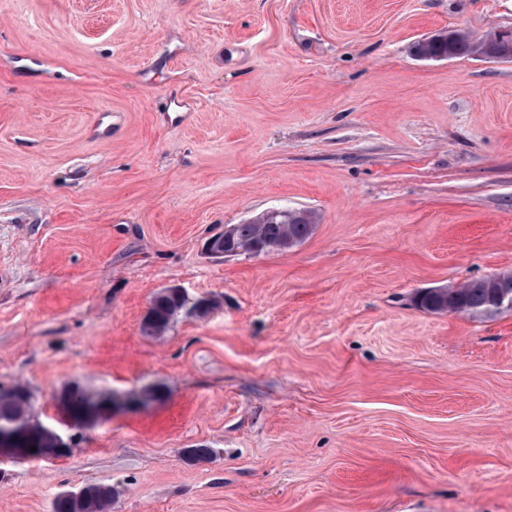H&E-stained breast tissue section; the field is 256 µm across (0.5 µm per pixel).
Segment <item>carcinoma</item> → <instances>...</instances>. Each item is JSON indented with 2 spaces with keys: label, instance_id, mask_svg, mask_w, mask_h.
<instances>
[{
  "label": "carcinoma",
  "instance_id": "1",
  "mask_svg": "<svg viewBox=\"0 0 512 512\" xmlns=\"http://www.w3.org/2000/svg\"><path fill=\"white\" fill-rule=\"evenodd\" d=\"M500 32L493 31L480 40L467 33L448 28L430 38L413 42L411 54L420 60H443L457 57H481L492 60H511L512 49H496ZM317 223L311 210L282 209L278 215L263 224L233 225L231 240L236 247L250 246L255 255L284 251L305 241ZM506 292L512 295V271L468 281L451 288H434L418 292L414 297L417 307L431 313H455L473 318H490L502 310L494 301ZM187 299L175 294L159 292L154 297L145 318V328L151 335L165 333L174 319L184 312ZM90 393L78 386H70L58 396L64 414L79 416ZM31 393L25 397L0 396V424L32 419ZM87 493L84 512H111L117 490L110 484L83 487ZM52 512H77L70 492L57 493L52 501Z\"/></svg>",
  "mask_w": 512,
  "mask_h": 512
}]
</instances>
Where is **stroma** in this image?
Listing matches in <instances>:
<instances>
[{
    "mask_svg": "<svg viewBox=\"0 0 512 512\" xmlns=\"http://www.w3.org/2000/svg\"><path fill=\"white\" fill-rule=\"evenodd\" d=\"M446 28L512 0H0V388L139 399L0 512H512V311L413 303L512 271V60L411 56ZM286 207L304 242L206 253ZM170 286L215 305L149 335ZM87 493V503L84 512H110L117 490L110 484H94L84 486Z\"/></svg>",
    "mask_w": 512,
    "mask_h": 512,
    "instance_id": "1",
    "label": "stroma"
}]
</instances>
